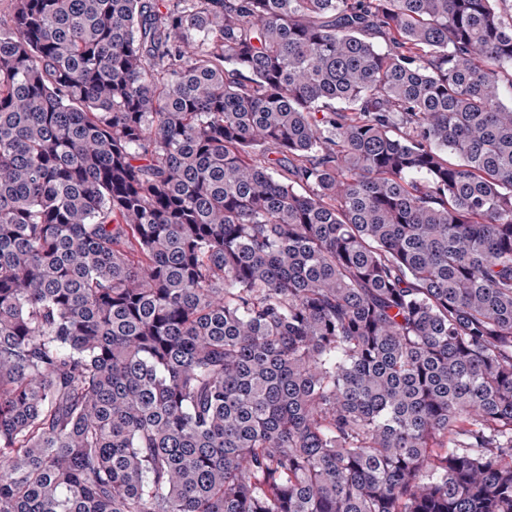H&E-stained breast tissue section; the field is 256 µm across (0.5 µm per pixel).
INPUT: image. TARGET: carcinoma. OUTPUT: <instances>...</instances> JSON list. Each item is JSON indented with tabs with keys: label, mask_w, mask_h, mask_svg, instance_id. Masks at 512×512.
<instances>
[{
	"label": "carcinoma",
	"mask_w": 512,
	"mask_h": 512,
	"mask_svg": "<svg viewBox=\"0 0 512 512\" xmlns=\"http://www.w3.org/2000/svg\"><path fill=\"white\" fill-rule=\"evenodd\" d=\"M512 0H10L0 512H512Z\"/></svg>",
	"instance_id": "obj_1"
}]
</instances>
